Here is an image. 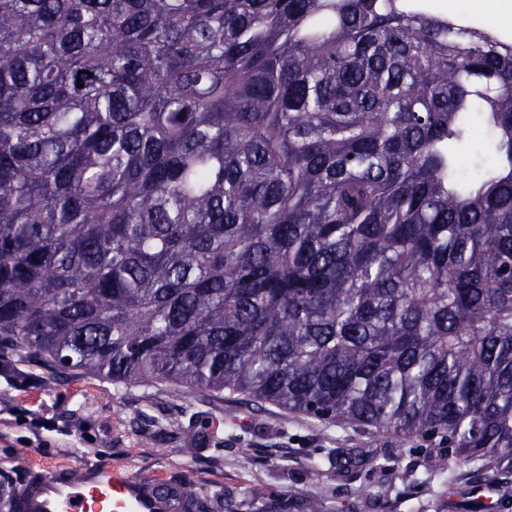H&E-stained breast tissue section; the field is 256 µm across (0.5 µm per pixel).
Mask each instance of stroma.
I'll return each instance as SVG.
<instances>
[{
    "label": "stroma",
    "mask_w": 512,
    "mask_h": 512,
    "mask_svg": "<svg viewBox=\"0 0 512 512\" xmlns=\"http://www.w3.org/2000/svg\"><path fill=\"white\" fill-rule=\"evenodd\" d=\"M0 368V477L33 464H121L157 487L199 495L190 512H269L281 492L311 490L343 512H449L469 486L443 494L426 471L437 442H398L343 421L302 416L235 396L180 394L164 383L119 388L55 371L14 350Z\"/></svg>",
    "instance_id": "obj_1"
}]
</instances>
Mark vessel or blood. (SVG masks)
I'll return each mask as SVG.
<instances>
[{
	"label": "vessel or blood",
	"instance_id": "1",
	"mask_svg": "<svg viewBox=\"0 0 512 512\" xmlns=\"http://www.w3.org/2000/svg\"><path fill=\"white\" fill-rule=\"evenodd\" d=\"M186 489L160 495L117 464L51 465L0 482V512H185Z\"/></svg>",
	"mask_w": 512,
	"mask_h": 512
}]
</instances>
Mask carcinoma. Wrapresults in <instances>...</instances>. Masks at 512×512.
Wrapping results in <instances>:
<instances>
[{"label":"carcinoma","mask_w":512,"mask_h":512,"mask_svg":"<svg viewBox=\"0 0 512 512\" xmlns=\"http://www.w3.org/2000/svg\"><path fill=\"white\" fill-rule=\"evenodd\" d=\"M2 344L437 439L500 490L512 42L423 0H0ZM474 134L465 140L459 147L462 154V176L473 178L484 168L490 166L494 160L491 143L478 129L477 119L472 120Z\"/></svg>","instance_id":"1"}]
</instances>
